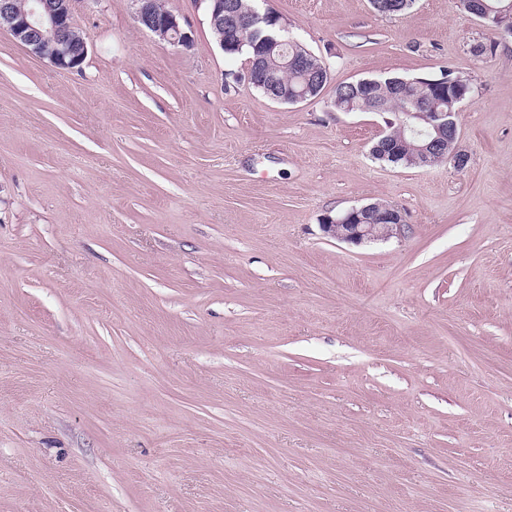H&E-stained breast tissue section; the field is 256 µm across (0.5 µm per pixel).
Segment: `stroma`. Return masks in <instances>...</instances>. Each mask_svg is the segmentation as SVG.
<instances>
[{
  "mask_svg": "<svg viewBox=\"0 0 512 512\" xmlns=\"http://www.w3.org/2000/svg\"><path fill=\"white\" fill-rule=\"evenodd\" d=\"M0 30V512H512V38L459 0H265L323 61L268 100L203 0ZM487 50L475 54L473 46ZM467 78L465 169L374 159L336 84ZM369 202L403 234L326 237ZM0 0V29L15 44L61 69H74L88 53L82 32L76 30L72 0ZM19 8H17V7ZM82 37H79L78 34ZM135 17L138 24L159 40L173 45L189 48L192 43L191 34L186 31L178 17L172 12L156 13L151 7V0H135Z\"/></svg>",
  "mask_w": 512,
  "mask_h": 512,
  "instance_id": "obj_1",
  "label": "stroma"
}]
</instances>
